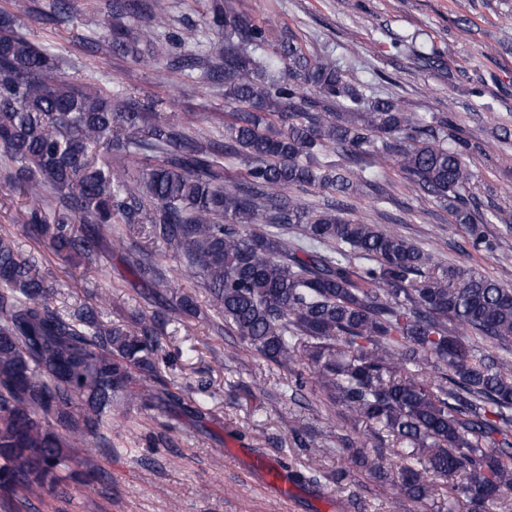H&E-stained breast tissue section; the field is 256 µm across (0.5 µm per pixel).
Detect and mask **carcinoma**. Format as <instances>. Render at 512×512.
<instances>
[{
    "label": "carcinoma",
    "instance_id": "carcinoma-1",
    "mask_svg": "<svg viewBox=\"0 0 512 512\" xmlns=\"http://www.w3.org/2000/svg\"><path fill=\"white\" fill-rule=\"evenodd\" d=\"M112 0V49L141 60ZM220 35L178 63L224 85V140L162 121V101L87 91L64 59L0 8V155L9 178L46 205L17 213L55 256L90 263L114 224H149L182 260L233 335L287 368L303 351L329 402L378 424L403 445L400 490L430 497L427 477L475 508L512 494V288L473 267H443L431 252L347 217L336 197L350 176L375 186L390 167L417 196L462 224L469 246L492 252L470 194L473 145L445 112L425 117L393 97L368 99L333 59L292 32L269 40L264 21L232 0L213 2ZM148 168L114 175L91 148ZM327 193L320 207L293 191ZM88 229L77 233L74 225ZM129 272L162 276L152 256L127 252ZM39 262L0 234V497H38L74 449L98 434L119 397L145 407L172 394L159 380L157 320L106 327L94 309L60 313ZM176 310L204 314L182 295Z\"/></svg>",
    "mask_w": 512,
    "mask_h": 512
}]
</instances>
